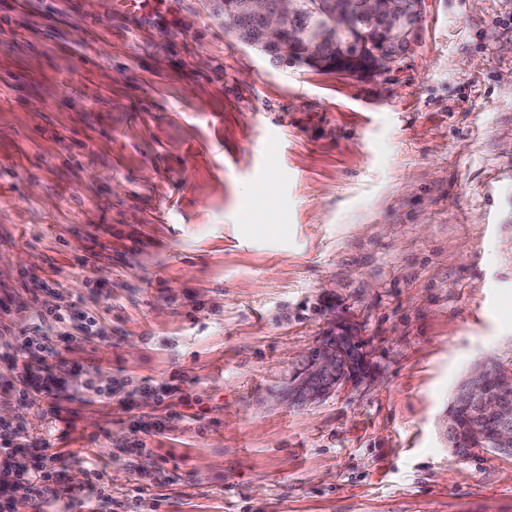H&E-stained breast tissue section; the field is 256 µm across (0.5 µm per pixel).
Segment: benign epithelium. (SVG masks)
<instances>
[{
	"mask_svg": "<svg viewBox=\"0 0 512 512\" xmlns=\"http://www.w3.org/2000/svg\"><path fill=\"white\" fill-rule=\"evenodd\" d=\"M227 12L240 20H254L258 41L272 58L295 61L301 46L314 54L310 67L323 70L336 58L345 61L342 74L370 78L392 68L408 52L423 17L422 0H239ZM337 347L319 341L309 351L300 378L293 384L296 401L319 399L322 393L309 379L336 375ZM469 395L485 417L505 424L504 444L512 442L506 427L512 399V369L488 377L479 368L469 376Z\"/></svg>",
	"mask_w": 512,
	"mask_h": 512,
	"instance_id": "1",
	"label": "benign epithelium"
}]
</instances>
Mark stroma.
I'll return each mask as SVG.
<instances>
[{
  "instance_id": "stroma-1",
  "label": "stroma",
  "mask_w": 512,
  "mask_h": 512,
  "mask_svg": "<svg viewBox=\"0 0 512 512\" xmlns=\"http://www.w3.org/2000/svg\"><path fill=\"white\" fill-rule=\"evenodd\" d=\"M77 303L59 415L24 334ZM370 373L288 390L334 320ZM512 358V0H424L369 80L276 64L214 0H0V438L85 512H512V458L456 456L459 382ZM114 392L96 396L89 383ZM168 385L192 406L158 405ZM11 370L19 384L23 386V389L18 390L20 397L24 396L26 390L35 389L48 397L46 411L51 415L59 414L61 409L59 401L67 397L64 395L67 389L60 380L48 370L45 371V374L34 371L29 364H24L22 368L13 364Z\"/></svg>"
}]
</instances>
